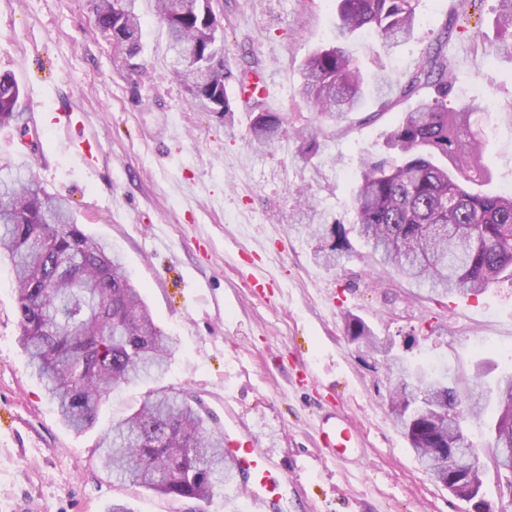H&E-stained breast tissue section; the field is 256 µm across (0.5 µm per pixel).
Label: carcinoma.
Wrapping results in <instances>:
<instances>
[{
    "label": "carcinoma",
    "instance_id": "1",
    "mask_svg": "<svg viewBox=\"0 0 512 512\" xmlns=\"http://www.w3.org/2000/svg\"><path fill=\"white\" fill-rule=\"evenodd\" d=\"M137 0H93L99 29L123 36L129 56L140 48ZM476 0H456L455 16L427 47L417 69L398 86L378 76L364 83L351 39L369 31L376 44L392 48L414 30V0H336L332 45L302 65L300 94L319 112L337 120L359 112L372 92L388 89L380 108L426 93L388 133L386 153L362 161L361 182L352 198L354 231L379 264L440 296L479 295L512 280V193L476 190L489 181L483 164L486 143L472 127L483 109L473 101L448 107L453 70L447 47L458 16ZM165 23L176 76L191 101L229 122L234 110L227 86L246 84L244 69L234 73L224 54L221 0H156ZM497 36L481 42L486 53H512V0H498ZM20 88L0 74V126L27 127L18 110ZM254 113L251 140L263 147L283 135V119L266 109L253 91L242 99ZM316 255L336 266L352 245L341 224H308ZM9 260L16 280L20 341L32 371L45 379L50 401L68 427L95 425L101 403L118 387L163 375L173 341L153 319L119 253L87 235L65 201L48 193L17 166L0 168V257ZM351 340L384 353L396 373L390 403L396 425L418 461L435 481L447 483L448 456L464 454L472 443L464 434L468 417L483 416L448 376L409 366L383 349L360 319L345 320ZM492 468L512 490V374L494 382ZM104 467L116 482L151 490L171 499L208 501L216 487L235 479L224 453V437L180 391H152L128 417L112 424L100 439ZM478 463L448 491L481 493Z\"/></svg>",
    "mask_w": 512,
    "mask_h": 512
}]
</instances>
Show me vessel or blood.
Instances as JSON below:
<instances>
[{"instance_id": "b4317fda", "label": "vessel or blood", "mask_w": 512, "mask_h": 512, "mask_svg": "<svg viewBox=\"0 0 512 512\" xmlns=\"http://www.w3.org/2000/svg\"><path fill=\"white\" fill-rule=\"evenodd\" d=\"M97 139L78 138L71 140L69 154L77 167H88L94 153L99 152ZM318 440L331 456L337 457L351 447L353 437L344 421L324 419L318 428ZM227 453L234 463L241 468L252 486L248 493L249 512H282L288 504L287 496H270L267 492L269 484L287 485L288 471L262 449L254 447L247 439L234 438Z\"/></svg>"}]
</instances>
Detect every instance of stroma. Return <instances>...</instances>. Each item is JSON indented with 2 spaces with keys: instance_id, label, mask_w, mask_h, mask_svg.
Here are the masks:
<instances>
[{
  "instance_id": "stroma-1",
  "label": "stroma",
  "mask_w": 512,
  "mask_h": 512,
  "mask_svg": "<svg viewBox=\"0 0 512 512\" xmlns=\"http://www.w3.org/2000/svg\"><path fill=\"white\" fill-rule=\"evenodd\" d=\"M227 60L254 63L270 79L269 111L288 137L260 150L251 114L226 123L192 105L173 72L155 0H138L141 50L129 57L93 23L91 0H0V72L21 88L20 107L37 125L28 138L0 127V166L30 164L38 182L67 199L78 224L119 251L158 325L173 340L162 385L187 392L209 428L233 411L255 447L288 469L291 512H464L432 481L395 425V378L383 358L359 350L343 317H360L393 351L437 367L466 391L476 370L512 373V284L479 296L435 300L362 244L341 265L315 258L301 212L351 227L361 160L384 150L387 133L414 108L379 112L377 99L339 124L299 93L302 61L333 40L334 0H223ZM497 0L469 8L465 32L448 46L454 69L448 104L481 100L488 192L512 187V54L477 50L495 39ZM453 10V0H416L411 39L366 51L365 78L405 80ZM77 106L73 135L99 139L90 168H77L57 130L56 92ZM317 133L303 156L293 134ZM16 284L0 261V512H245L246 492L217 488L209 501H175L114 482L97 448L101 435L152 390L138 383L103 401L96 425L77 432L59 418L19 343ZM345 418L356 434L350 458L320 448L323 416Z\"/></svg>"
}]
</instances>
